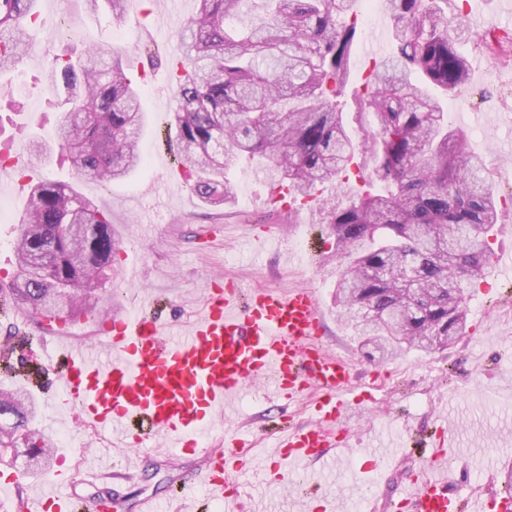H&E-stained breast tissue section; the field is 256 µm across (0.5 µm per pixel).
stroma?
Returning <instances> with one entry per match:
<instances>
[{
  "label": "stroma",
  "mask_w": 512,
  "mask_h": 512,
  "mask_svg": "<svg viewBox=\"0 0 512 512\" xmlns=\"http://www.w3.org/2000/svg\"><path fill=\"white\" fill-rule=\"evenodd\" d=\"M196 8V0H180L175 8L170 0H131L124 21L116 24L106 10L88 13L84 0H39L43 23L32 32L33 52L15 69L0 73V87L11 90L16 101L15 106L0 108V153L14 152L35 137L53 139L57 118L65 109L63 92L47 80L55 58L76 56L85 47L108 42L126 49L124 68L141 78L138 88L146 117L140 138L148 163L104 187L74 181L69 164L54 154L41 164L26 165L20 174L0 169V191H11L23 174L72 181L110 214L124 256L140 269L139 277L111 301L115 312L136 311L142 299L163 293L170 299L162 313L165 322L185 325L201 308L208 280L218 273L247 289H316L326 319L322 341L352 359L356 392L371 408L370 430L406 424L430 435L449 426L457 439L448 459L455 490L498 492L501 472L512 466V371L498 363L499 356L512 353V282L492 289L487 283L498 271L499 259L512 258V204L506 201L512 195V60L491 61L482 37L491 29L512 30V0H483L485 26H469L461 43L471 71L454 96L470 97L479 122L448 119L466 132L469 151L485 160L490 183L505 199L490 239L494 259L470 288L463 339L443 351L411 350L391 360L367 357L335 303L334 239L322 201L327 198L332 206L345 207L366 190L363 179L324 186L322 200L313 201L311 210L293 218L287 207L274 201L273 183L246 159L228 171L237 196L222 207L203 204L191 192L180 193L169 185L168 174L177 166L176 147L167 125L155 119L154 100L174 88L167 60L177 55L175 33ZM64 13L76 20L78 33L59 41L53 27ZM160 31L166 34L165 42L158 45L160 59L141 55L138 45L150 43ZM262 214L268 223L282 225V241L279 251L256 255L243 247L242 240L249 232H260L255 218ZM36 423L54 441L56 455L79 444L85 446L91 464L111 467L113 447L108 437L62 440V433L72 425L69 413L42 403ZM358 455V448H349L334 463L331 481L337 506L344 512H359L364 501L372 500L377 512H400L390 492L403 474L420 467V458L408 454L388 460L381 472L356 480L352 471ZM321 471L318 464L299 468L297 482L282 488L255 474L253 500L256 506L276 512H303L301 484L318 480Z\"/></svg>",
  "instance_id": "obj_1"
}]
</instances>
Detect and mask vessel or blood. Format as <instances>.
<instances>
[{"instance_id": "vessel-or-blood-1", "label": "vessel or blood", "mask_w": 512, "mask_h": 512, "mask_svg": "<svg viewBox=\"0 0 512 512\" xmlns=\"http://www.w3.org/2000/svg\"><path fill=\"white\" fill-rule=\"evenodd\" d=\"M324 329L314 289H257L245 297L237 282L216 276L201 316L179 339L155 316L115 314L101 318L96 331L103 358L91 357L87 344L61 348L63 370L53 399L87 428L118 437L124 448L146 454L165 438L178 458L195 460L207 497L198 499L190 482L173 479L166 499L180 512H214L219 505L224 512H247L248 431L225 430L219 448L203 442L245 390L273 382L271 397L284 406L317 395L307 424L291 425L283 415L268 426L276 441L265 464L273 483H285L288 466L351 445L346 417L358 406L351 397L356 373L347 358L324 347ZM447 462L448 440L440 434L422 472L398 488L400 502L412 512H512L506 499L494 506L478 497L452 496L438 476ZM29 505L32 512H120L123 503L112 494L86 499L71 482L65 493L32 496Z\"/></svg>"}]
</instances>
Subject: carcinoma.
I'll return each instance as SVG.
<instances>
[{"label": "carcinoma", "instance_id": "obj_1", "mask_svg": "<svg viewBox=\"0 0 512 512\" xmlns=\"http://www.w3.org/2000/svg\"><path fill=\"white\" fill-rule=\"evenodd\" d=\"M177 34L188 68L176 78L178 163L188 190L211 206L235 196L224 178L241 158L258 163L294 198L362 169L370 189L328 210L336 255V301L362 346L380 357L445 348L466 333L469 287L490 258L501 200L485 163L448 125L441 98L410 74L450 93L466 84L470 61L456 46L462 24L443 0H385L392 49L354 93L353 134L337 98L349 82L359 39L357 0H263L243 16L244 0H196ZM124 18L128 0H86ZM37 0H0V71L30 53ZM483 46L512 52V32L485 33ZM123 50L87 48L56 59L49 77L63 84L68 109L55 137L77 177L107 186L144 166L140 93L122 66ZM12 284L0 315L25 309L37 325L102 311L120 250L109 215L72 185L34 182L18 220ZM26 387H0V446H24L27 470L52 461L50 438Z\"/></svg>", "mask_w": 512, "mask_h": 512}]
</instances>
